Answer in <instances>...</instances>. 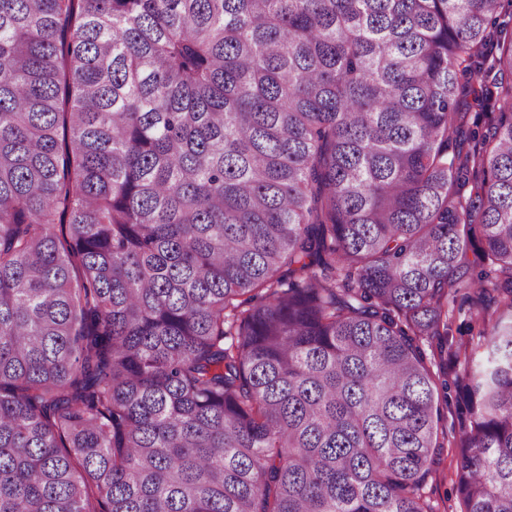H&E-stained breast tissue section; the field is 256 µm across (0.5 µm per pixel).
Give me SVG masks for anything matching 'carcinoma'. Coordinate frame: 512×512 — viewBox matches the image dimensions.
<instances>
[{
	"mask_svg": "<svg viewBox=\"0 0 512 512\" xmlns=\"http://www.w3.org/2000/svg\"><path fill=\"white\" fill-rule=\"evenodd\" d=\"M450 355L512 512V0H0V512H437Z\"/></svg>",
	"mask_w": 512,
	"mask_h": 512,
	"instance_id": "1",
	"label": "carcinoma"
}]
</instances>
